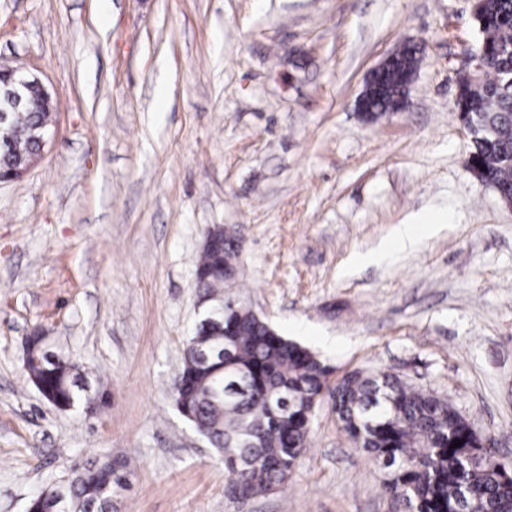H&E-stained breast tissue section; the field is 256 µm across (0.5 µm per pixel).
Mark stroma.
Listing matches in <instances>:
<instances>
[{
  "label": "stroma",
  "mask_w": 512,
  "mask_h": 512,
  "mask_svg": "<svg viewBox=\"0 0 512 512\" xmlns=\"http://www.w3.org/2000/svg\"><path fill=\"white\" fill-rule=\"evenodd\" d=\"M472 4L0 0V60L56 106L42 159L0 184V512L106 455L129 463L121 512H398L325 405L286 485L228 494L172 391L215 224L244 298L334 378L396 373L512 461V209L469 171L453 106ZM407 41L409 107L365 121L371 70ZM416 222V247L362 263ZM35 327L108 392L95 414L27 380Z\"/></svg>",
  "instance_id": "stroma-1"
}]
</instances>
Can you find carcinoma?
<instances>
[{"mask_svg": "<svg viewBox=\"0 0 512 512\" xmlns=\"http://www.w3.org/2000/svg\"><path fill=\"white\" fill-rule=\"evenodd\" d=\"M482 40L478 61L456 73L455 107L470 116L472 175L512 195V0H473ZM419 46L407 42L373 76L364 119L375 121L401 110L419 63ZM52 111L25 112L0 141V173L39 150L35 126H50ZM238 240L219 236L202 250L196 280L214 298L219 316L234 305L230 354L205 367L196 348L224 350V337L199 320L185 342L174 394L178 411L205 436L224 461L226 479L244 498L285 485L308 448L312 418L323 403L342 423L355 447L387 470L386 491L405 512H512V464L471 449L469 421L452 402L410 385L384 370L358 369L333 382V370L310 348L277 333L252 308L226 293L238 274ZM30 359L25 373L46 402L65 410L91 397L77 367L52 353L34 329L25 337ZM246 376L240 383V376ZM296 411L272 413L281 399ZM462 445L451 447L454 441ZM127 486V463L104 457L76 463L71 476L33 497L29 512H118Z\"/></svg>", "mask_w": 512, "mask_h": 512, "instance_id": "obj_1", "label": "carcinoma"}]
</instances>
